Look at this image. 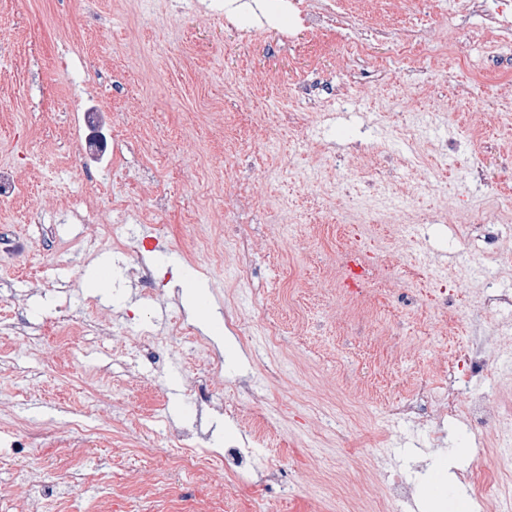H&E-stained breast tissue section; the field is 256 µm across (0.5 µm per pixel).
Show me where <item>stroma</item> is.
Listing matches in <instances>:
<instances>
[{
	"label": "stroma",
	"mask_w": 512,
	"mask_h": 512,
	"mask_svg": "<svg viewBox=\"0 0 512 512\" xmlns=\"http://www.w3.org/2000/svg\"><path fill=\"white\" fill-rule=\"evenodd\" d=\"M216 2L0 0V171L15 186L0 200V512H368L362 487L395 475L413 493L392 512L431 477L486 512L467 480L490 467L485 428L385 406L426 381L439 399L434 345L450 358L479 346L499 319L483 292L512 289L504 226L482 292L463 281L486 231L461 219L512 197V124L493 121L512 111V0L466 13L459 0H307L334 19L288 42L254 28L252 0H238L232 29ZM443 143L404 168L412 145ZM375 169L410 219L364 225L367 276L401 232L409 262L431 268L393 320L339 293L341 235L372 204ZM236 229L258 244L243 266ZM442 285L456 295L437 343ZM191 287L211 317L203 349L132 347L172 319L193 326ZM258 313L277 322V346L243 342L229 322ZM68 322L84 329L69 345L57 335ZM193 380H245L262 399L241 397L232 419L217 395L189 399ZM179 431L213 455L249 447L251 504L223 476L169 462Z\"/></svg>",
	"instance_id": "1"
}]
</instances>
